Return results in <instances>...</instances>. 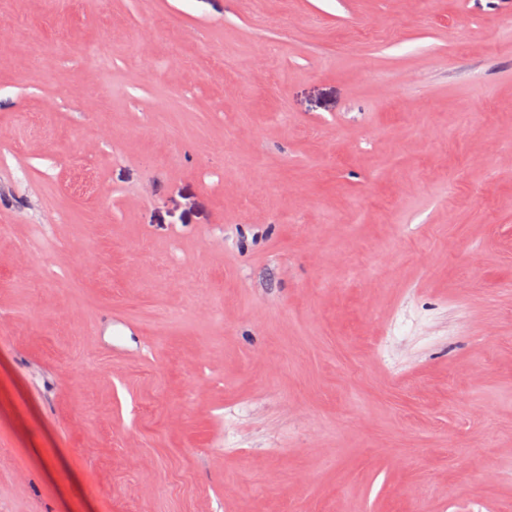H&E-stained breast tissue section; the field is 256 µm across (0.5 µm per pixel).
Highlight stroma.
<instances>
[{
    "mask_svg": "<svg viewBox=\"0 0 512 512\" xmlns=\"http://www.w3.org/2000/svg\"><path fill=\"white\" fill-rule=\"evenodd\" d=\"M45 11L0 0V512H512V0Z\"/></svg>",
    "mask_w": 512,
    "mask_h": 512,
    "instance_id": "1",
    "label": "stroma"
}]
</instances>
